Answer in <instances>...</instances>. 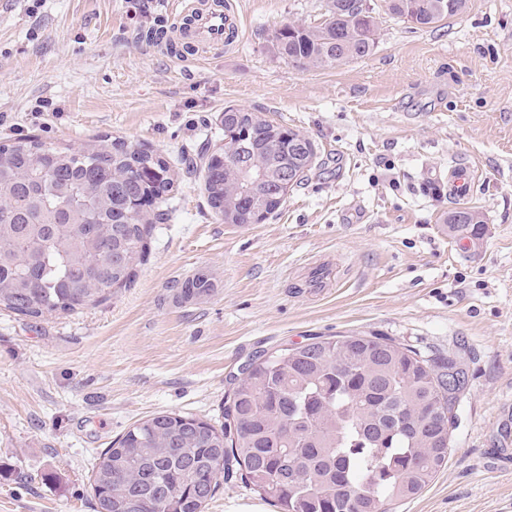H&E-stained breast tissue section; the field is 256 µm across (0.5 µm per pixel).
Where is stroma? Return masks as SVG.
<instances>
[{
	"label": "stroma",
	"mask_w": 512,
	"mask_h": 512,
	"mask_svg": "<svg viewBox=\"0 0 512 512\" xmlns=\"http://www.w3.org/2000/svg\"><path fill=\"white\" fill-rule=\"evenodd\" d=\"M233 46L179 56L136 40L163 0H0V142L81 148L140 141L179 163L220 143L234 106L318 146L281 211L237 227L211 210L198 172L180 173L132 287L73 314L0 310V512H95L97 456L161 412L224 420L229 377L262 350L315 336L377 333L465 374L448 464L388 512H512V0H466L416 29L372 0L370 56L329 69L275 55L271 32L315 24L326 0H234ZM485 232L444 219L456 165ZM332 269L326 289L308 268ZM210 270L215 291L180 303L174 280ZM279 512L245 481L205 512Z\"/></svg>",
	"instance_id": "obj_1"
}]
</instances>
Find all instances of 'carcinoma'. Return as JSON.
I'll return each mask as SVG.
<instances>
[{"label":"carcinoma","mask_w":512,"mask_h":512,"mask_svg":"<svg viewBox=\"0 0 512 512\" xmlns=\"http://www.w3.org/2000/svg\"><path fill=\"white\" fill-rule=\"evenodd\" d=\"M388 12L432 28L465 0H385ZM376 10L360 0H327L322 20L275 29V54L298 67L332 68L377 45ZM168 37L166 19L140 30ZM224 121L229 155L206 145L208 205L224 223L245 225L255 210L276 214L302 182L254 185L265 166L311 164L312 139L245 112ZM177 174L162 154L115 138L85 148L53 147L37 137L0 142V308L39 319L100 304L130 287L149 240L169 218L163 208ZM445 223L479 238L469 207ZM217 287L206 269L172 283L174 298L201 300ZM464 376L453 360L436 368L420 353L375 335L313 337L265 352L235 378L224 424L161 412L134 424L93 468L96 512H204L224 479H242L281 512H385L420 494L448 464L450 423Z\"/></svg>","instance_id":"1"}]
</instances>
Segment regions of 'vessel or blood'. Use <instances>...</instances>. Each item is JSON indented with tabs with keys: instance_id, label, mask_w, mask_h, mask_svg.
Returning <instances> with one entry per match:
<instances>
[{
	"instance_id": "obj_1",
	"label": "vessel or blood",
	"mask_w": 512,
	"mask_h": 512,
	"mask_svg": "<svg viewBox=\"0 0 512 512\" xmlns=\"http://www.w3.org/2000/svg\"><path fill=\"white\" fill-rule=\"evenodd\" d=\"M167 10L175 15H190L192 25L185 34L202 47L223 45L229 35L239 33L241 20L232 4L214 0H167Z\"/></svg>"
}]
</instances>
